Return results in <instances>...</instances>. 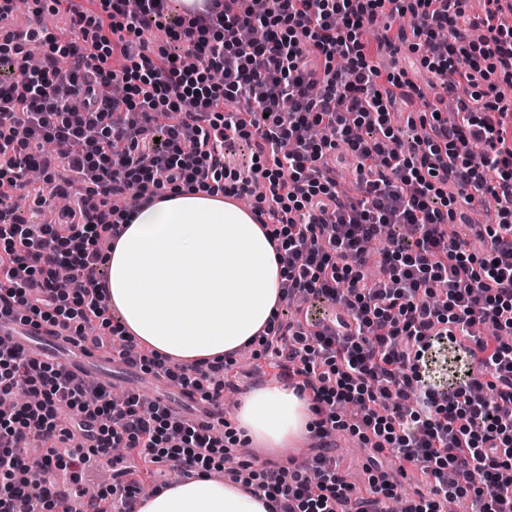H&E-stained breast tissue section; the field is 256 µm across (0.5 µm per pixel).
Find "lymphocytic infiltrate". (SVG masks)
Returning a JSON list of instances; mask_svg holds the SVG:
<instances>
[{"label": "lymphocytic infiltrate", "mask_w": 512, "mask_h": 512, "mask_svg": "<svg viewBox=\"0 0 512 512\" xmlns=\"http://www.w3.org/2000/svg\"><path fill=\"white\" fill-rule=\"evenodd\" d=\"M98 2L101 15L75 13L80 42L50 43L40 69L17 58L18 35L0 43V316L95 348L111 338L125 363L214 406L215 419L199 424L132 393L113 404L108 390L62 365L0 346V398L36 397L0 411V512H16L35 487L44 512H54L46 476L79 481L86 463L118 446L117 479L98 493L115 512H137L140 494L126 477L148 466L157 479L170 468L228 478L264 494L272 512H387L397 485L376 461L367 495H353L329 453L339 430L423 474L429 491L405 512H442L443 501L466 496L470 512H512V138L503 122L512 112V23L504 18L512 0H485L479 17L463 0H271L262 15L252 0H209L186 20L171 18L169 0ZM382 15L388 22L369 42ZM407 15L410 27L394 26ZM246 26L265 38L243 42ZM150 27L185 50H151ZM403 45L461 89L455 122L433 104L398 121L395 102L422 92L405 72L381 73L372 56ZM114 56L125 59L121 70L107 68ZM405 123L421 126L416 149L389 150ZM314 124L332 127L334 139L311 141ZM239 139L253 150L245 171L224 162L225 145ZM57 140L71 146L59 159L43 151ZM339 147L354 161L359 196L336 177L330 153ZM32 168L55 194L62 172L86 183L58 223L10 217ZM196 186L252 198L287 271L282 301L302 295L339 310L328 324L272 318L256 338L270 368L288 369L296 389L313 394L308 468L257 471L240 459L217 407L229 358L170 363L108 314L96 271L102 243L124 231L116 198L149 203L165 189ZM489 198L497 222L477 229L487 242L478 255L449 225ZM378 236L387 247L372 279L362 244ZM447 345L465 363L441 385L428 359ZM87 431L93 447L46 450Z\"/></svg>", "instance_id": "1"}]
</instances>
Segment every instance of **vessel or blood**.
Wrapping results in <instances>:
<instances>
[{
	"instance_id": "b4317fda",
	"label": "vessel or blood",
	"mask_w": 512,
	"mask_h": 512,
	"mask_svg": "<svg viewBox=\"0 0 512 512\" xmlns=\"http://www.w3.org/2000/svg\"><path fill=\"white\" fill-rule=\"evenodd\" d=\"M0 336L21 345L27 359L43 361L52 356L76 378L91 377L107 388L112 385V373L108 369L112 356L106 350L91 349L46 330L21 325L7 317H0Z\"/></svg>"
}]
</instances>
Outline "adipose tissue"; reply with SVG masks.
I'll list each match as a JSON object with an SVG mask.
<instances>
[{"label":"adipose tissue","instance_id":"adipose-tissue-1","mask_svg":"<svg viewBox=\"0 0 512 512\" xmlns=\"http://www.w3.org/2000/svg\"><path fill=\"white\" fill-rule=\"evenodd\" d=\"M106 303L122 327L170 362L232 355L252 344L280 301L283 268L250 209L181 188L138 206L108 253ZM306 395L288 385L245 396L240 438L287 448L310 433ZM139 512H269L262 494L206 475L175 480Z\"/></svg>","mask_w":512,"mask_h":512}]
</instances>
